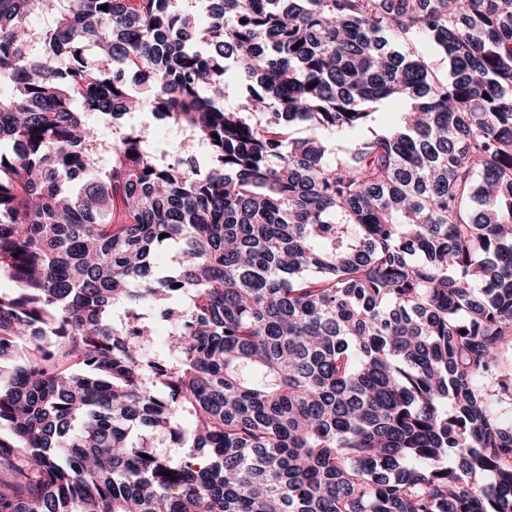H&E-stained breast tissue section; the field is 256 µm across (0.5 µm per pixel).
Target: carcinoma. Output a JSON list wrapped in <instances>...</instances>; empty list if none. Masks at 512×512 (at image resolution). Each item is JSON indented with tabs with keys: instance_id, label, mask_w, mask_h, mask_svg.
I'll list each match as a JSON object with an SVG mask.
<instances>
[{
	"instance_id": "1",
	"label": "carcinoma",
	"mask_w": 512,
	"mask_h": 512,
	"mask_svg": "<svg viewBox=\"0 0 512 512\" xmlns=\"http://www.w3.org/2000/svg\"><path fill=\"white\" fill-rule=\"evenodd\" d=\"M0 83V512H512V0H0ZM400 48L404 51H410L416 55H420L440 74H448V60L437 51L428 47L425 42L418 38L410 40H402L399 43Z\"/></svg>"
}]
</instances>
